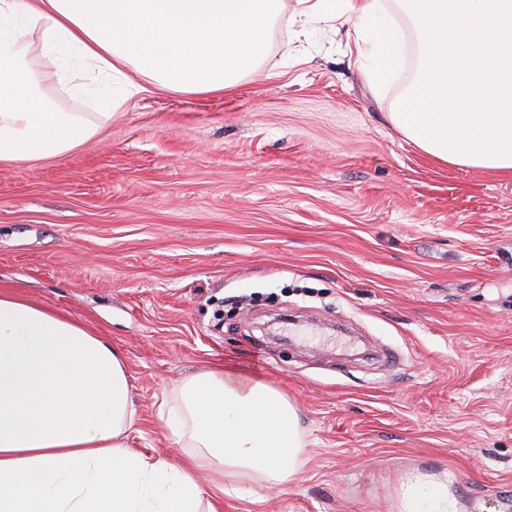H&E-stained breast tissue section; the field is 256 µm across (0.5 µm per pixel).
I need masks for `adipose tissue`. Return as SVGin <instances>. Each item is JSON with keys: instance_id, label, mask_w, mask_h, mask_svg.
<instances>
[{"instance_id": "adipose-tissue-1", "label": "adipose tissue", "mask_w": 512, "mask_h": 512, "mask_svg": "<svg viewBox=\"0 0 512 512\" xmlns=\"http://www.w3.org/2000/svg\"><path fill=\"white\" fill-rule=\"evenodd\" d=\"M280 0H0V162L60 156L94 130L79 112L36 95L21 53L29 28L41 53L74 50L101 75L130 65L160 91L235 84L264 57ZM380 0H348L346 21L377 81L398 62L399 29ZM135 409L125 358L79 321L0 290V512H218L253 483L293 482L305 460L297 407L260 378L221 367L185 376L163 422L188 460L126 444ZM216 479L200 485L191 469ZM400 512H464L449 481L401 486Z\"/></svg>"}]
</instances>
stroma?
<instances>
[{
  "instance_id": "obj_1",
  "label": "stroma",
  "mask_w": 512,
  "mask_h": 512,
  "mask_svg": "<svg viewBox=\"0 0 512 512\" xmlns=\"http://www.w3.org/2000/svg\"><path fill=\"white\" fill-rule=\"evenodd\" d=\"M384 7L404 44L379 86L345 27L296 22V0L224 92L137 73L139 93L76 94L27 37L34 92L97 132L0 163V289L124 354L141 454L183 458L159 409L202 368L288 395L300 474L222 512H398L411 472L448 476L466 512H512V174L441 162L393 124L417 39Z\"/></svg>"
}]
</instances>
